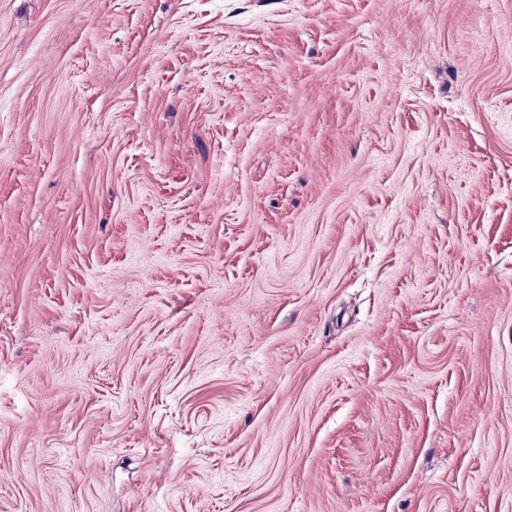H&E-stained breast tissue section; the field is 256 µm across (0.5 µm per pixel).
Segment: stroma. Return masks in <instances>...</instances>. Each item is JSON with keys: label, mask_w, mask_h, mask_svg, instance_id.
Returning <instances> with one entry per match:
<instances>
[{"label": "stroma", "mask_w": 512, "mask_h": 512, "mask_svg": "<svg viewBox=\"0 0 512 512\" xmlns=\"http://www.w3.org/2000/svg\"><path fill=\"white\" fill-rule=\"evenodd\" d=\"M0 512H512V0H0Z\"/></svg>", "instance_id": "stroma-1"}]
</instances>
